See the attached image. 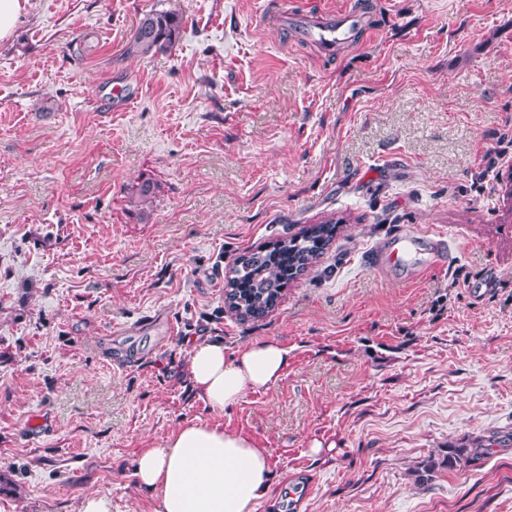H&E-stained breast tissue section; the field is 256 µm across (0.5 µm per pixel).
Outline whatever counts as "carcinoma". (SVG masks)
I'll return each mask as SVG.
<instances>
[{
    "label": "carcinoma",
    "instance_id": "1",
    "mask_svg": "<svg viewBox=\"0 0 512 512\" xmlns=\"http://www.w3.org/2000/svg\"><path fill=\"white\" fill-rule=\"evenodd\" d=\"M177 16L166 11H151L144 15L133 36L130 52L142 55L164 51L180 38ZM336 233V223L326 221L311 226L299 239H282L265 252L244 253L231 268L224 290V302L237 309L242 317L259 318L275 307L288 283V270L305 271L317 266L326 246ZM489 453L477 445L474 448H450L443 462L453 468Z\"/></svg>",
    "mask_w": 512,
    "mask_h": 512
}]
</instances>
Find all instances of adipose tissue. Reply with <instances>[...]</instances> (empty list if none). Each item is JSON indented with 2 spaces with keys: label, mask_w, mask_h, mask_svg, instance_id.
Wrapping results in <instances>:
<instances>
[{
  "label": "adipose tissue",
  "mask_w": 512,
  "mask_h": 512,
  "mask_svg": "<svg viewBox=\"0 0 512 512\" xmlns=\"http://www.w3.org/2000/svg\"><path fill=\"white\" fill-rule=\"evenodd\" d=\"M290 362L287 346L257 339L225 355L220 341L196 342L187 372L212 410L276 386ZM265 449L242 432L202 421L182 424L162 447L143 449L133 476L153 494L151 512H254L269 487Z\"/></svg>",
  "instance_id": "obj_1"
}]
</instances>
